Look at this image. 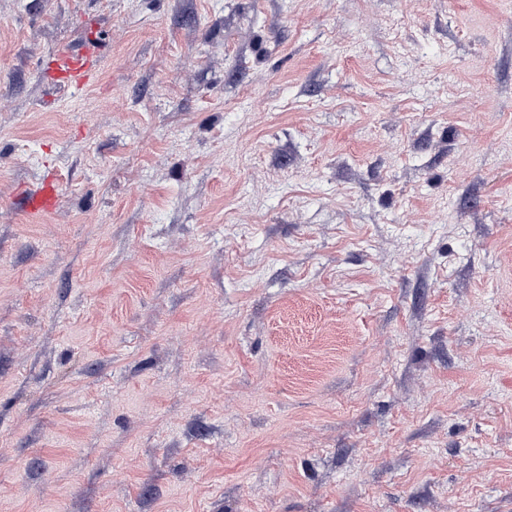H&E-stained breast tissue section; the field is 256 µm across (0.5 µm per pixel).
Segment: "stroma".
<instances>
[{
  "mask_svg": "<svg viewBox=\"0 0 512 512\" xmlns=\"http://www.w3.org/2000/svg\"><path fill=\"white\" fill-rule=\"evenodd\" d=\"M0 512H512V0H0ZM95 57L88 49L63 47L53 57L49 85L54 90H70L90 83L95 77ZM24 198L25 213L32 220L52 213L61 203L58 187L53 178H47L39 189L26 193Z\"/></svg>",
  "mask_w": 512,
  "mask_h": 512,
  "instance_id": "35a3bbf8",
  "label": "stroma"
}]
</instances>
